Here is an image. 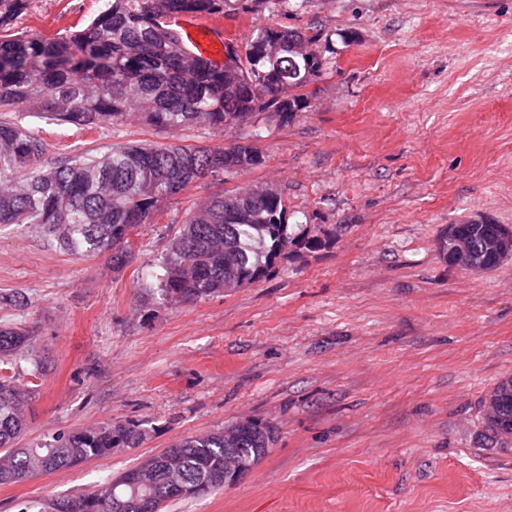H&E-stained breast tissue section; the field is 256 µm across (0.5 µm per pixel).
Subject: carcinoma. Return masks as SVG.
<instances>
[{"mask_svg":"<svg viewBox=\"0 0 512 512\" xmlns=\"http://www.w3.org/2000/svg\"><path fill=\"white\" fill-rule=\"evenodd\" d=\"M234 0H108L83 29L69 35H34L15 29L30 0H0V112L27 104L50 124L125 122L130 114L147 126L174 132L193 125L234 127L236 139L217 147L127 143L103 152H81L44 161L42 138L22 121H0V225L36 224L72 256L109 255L120 268L132 257L131 232L156 224L159 203L182 195L208 177L263 165L254 114L290 120L306 108L300 91L319 76L323 58L318 34L271 26L259 30L228 68L183 49L180 30L165 19L183 14L224 16ZM484 263L493 224H458ZM319 240L286 221L281 194L260 185L214 196L193 211L163 254L158 288L170 302L210 296L236 281L252 284L276 260ZM34 332L0 328V366L26 358ZM37 385L0 370V484L78 466L132 448L141 432L125 426L58 432L52 441L20 447L27 428L25 407ZM493 404L485 415L495 437L512 440V377L480 400ZM275 442L272 430L255 421L224 432L187 437L168 450L109 478L82 497L26 505L20 512H163L169 501L224 488V456L253 458Z\"/></svg>","mask_w":512,"mask_h":512,"instance_id":"cac0c4a2","label":"carcinoma"}]
</instances>
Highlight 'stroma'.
<instances>
[{
    "label": "stroma",
    "mask_w": 512,
    "mask_h": 512,
    "mask_svg": "<svg viewBox=\"0 0 512 512\" xmlns=\"http://www.w3.org/2000/svg\"><path fill=\"white\" fill-rule=\"evenodd\" d=\"M105 0H30L16 30L66 34ZM223 17L319 32L309 104L260 116L258 168L210 177L164 204L132 257L63 253L33 224L0 226V326L32 327L44 372L25 444L125 425L111 456L0 485V512L93 491L191 436L253 420L275 431L234 486L167 512H512V450L479 402L512 376V256L474 275L438 248L446 226L512 225V0H306ZM46 158L129 142L217 146L235 129L163 133L129 121L50 125L19 105ZM277 187L289 223L320 239L259 281L173 304L156 275L195 207Z\"/></svg>",
    "instance_id": "stroma-1"
}]
</instances>
